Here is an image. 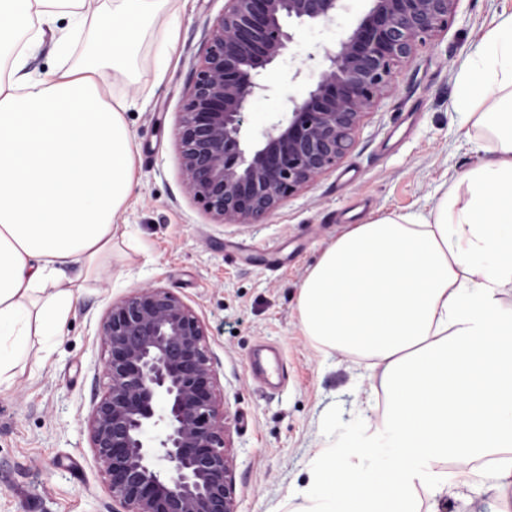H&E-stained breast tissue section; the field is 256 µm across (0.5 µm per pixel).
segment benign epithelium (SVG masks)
Listing matches in <instances>:
<instances>
[{
    "mask_svg": "<svg viewBox=\"0 0 512 512\" xmlns=\"http://www.w3.org/2000/svg\"><path fill=\"white\" fill-rule=\"evenodd\" d=\"M458 0H371L319 62L314 84L283 100L286 117L246 145L244 113L267 86L258 70L293 40L288 21L319 20L339 0H226L179 125L186 193L224 224H255L333 169L393 66L418 38L448 29ZM107 390L90 440L107 492L124 512H235L226 426L216 408V358L198 316L169 291L137 288L101 327Z\"/></svg>",
    "mask_w": 512,
    "mask_h": 512,
    "instance_id": "1",
    "label": "benign epithelium"
}]
</instances>
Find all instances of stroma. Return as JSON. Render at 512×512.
Returning <instances> with one entry per match:
<instances>
[{
	"label": "stroma",
	"instance_id": "obj_1",
	"mask_svg": "<svg viewBox=\"0 0 512 512\" xmlns=\"http://www.w3.org/2000/svg\"><path fill=\"white\" fill-rule=\"evenodd\" d=\"M225 0H164L140 29L127 69L114 82L128 96L135 186L116 220L112 256L78 281L68 327L51 347L31 337L26 361L0 386V512H112L106 475L91 448L88 416L106 391L99 369L101 322L133 289L172 292L203 323L217 359L216 403L227 422L236 512H309L300 489L324 427L359 424L387 444L389 401L382 370L313 343L299 329L297 298L308 271L348 225L383 215H428L437 198L476 165L453 105L473 47L512 0H458L446 31L417 43L398 64L391 87L366 112L355 143L336 169L286 199L256 224H221L190 199L180 177L178 124L182 93L194 79ZM178 37L165 78H158L155 39L171 21ZM311 24L276 63L260 70L271 105L266 121L245 114L255 141L281 120V100L309 87L325 48L307 43ZM298 74L289 84L290 74ZM278 350L285 382L271 390L245 373L248 354ZM500 455L458 470L448 489L421 493L420 512H512V476L497 473Z\"/></svg>",
	"mask_w": 512,
	"mask_h": 512
}]
</instances>
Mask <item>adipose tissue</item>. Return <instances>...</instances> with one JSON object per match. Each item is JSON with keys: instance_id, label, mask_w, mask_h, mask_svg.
I'll list each match as a JSON object with an SVG mask.
<instances>
[{"instance_id": "1", "label": "adipose tissue", "mask_w": 512, "mask_h": 512, "mask_svg": "<svg viewBox=\"0 0 512 512\" xmlns=\"http://www.w3.org/2000/svg\"><path fill=\"white\" fill-rule=\"evenodd\" d=\"M160 0H0V62L58 29L65 57L46 82L0 85V384L31 335L52 344L76 276L112 254L133 186L122 88L128 46ZM66 27H59V20ZM84 34L72 56L71 30ZM453 110L485 160L439 197L425 222L382 216L350 225L298 293L304 336L383 368L395 446L420 459L378 464L356 429L322 446L304 498L318 512H419L444 489L440 465L512 447V14L471 51Z\"/></svg>"}]
</instances>
